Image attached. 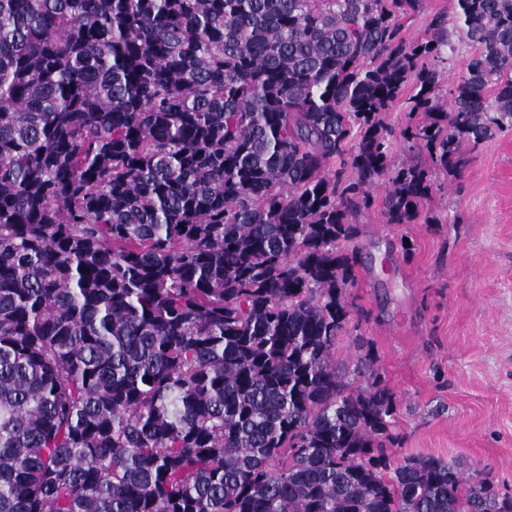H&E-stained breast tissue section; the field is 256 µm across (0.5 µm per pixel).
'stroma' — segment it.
Segmentation results:
<instances>
[{
    "label": "stroma",
    "instance_id": "1",
    "mask_svg": "<svg viewBox=\"0 0 512 512\" xmlns=\"http://www.w3.org/2000/svg\"><path fill=\"white\" fill-rule=\"evenodd\" d=\"M413 94L406 87L383 117L393 170L429 161L401 135ZM465 158L456 176L433 170L413 223H387L385 191L374 190L344 245L358 253L350 295L396 395L402 452L484 471L512 496V129Z\"/></svg>",
    "mask_w": 512,
    "mask_h": 512
}]
</instances>
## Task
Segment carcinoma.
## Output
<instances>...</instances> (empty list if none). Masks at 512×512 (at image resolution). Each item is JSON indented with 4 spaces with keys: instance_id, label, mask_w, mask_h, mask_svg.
<instances>
[{
    "instance_id": "cac0c4a2",
    "label": "carcinoma",
    "mask_w": 512,
    "mask_h": 512,
    "mask_svg": "<svg viewBox=\"0 0 512 512\" xmlns=\"http://www.w3.org/2000/svg\"><path fill=\"white\" fill-rule=\"evenodd\" d=\"M422 5L0 0V512H512L336 358L352 217L432 191L380 115L447 173L512 128V0ZM452 4V0H425L423 8L419 12L400 19L403 36L410 42L424 39L428 34L430 19L439 12H447L451 22ZM472 49L468 46H459L456 54V62L453 69L446 73L439 87V95L448 101L451 100L450 90L465 73V63ZM415 94L414 87L410 84L402 92L398 102L393 106L390 112L383 116V123L387 128L388 137L392 143L389 154L390 169H399L408 166L412 162L430 164L426 151L418 152L410 150L409 143L402 138L401 132L409 123L408 104L409 98ZM390 134V135H389Z\"/></svg>"
}]
</instances>
